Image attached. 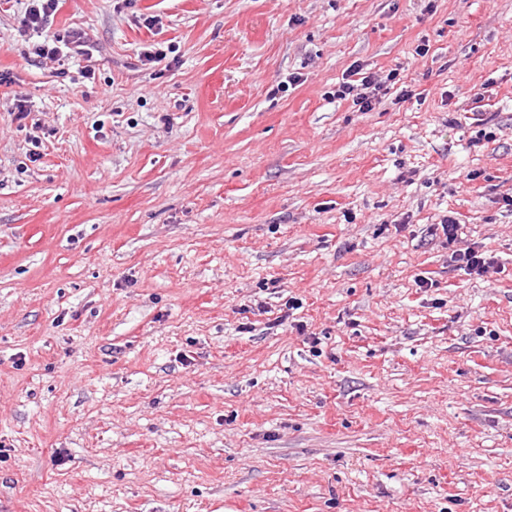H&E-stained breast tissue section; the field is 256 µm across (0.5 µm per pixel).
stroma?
Wrapping results in <instances>:
<instances>
[{"label":"stroma","instance_id":"1","mask_svg":"<svg viewBox=\"0 0 512 512\" xmlns=\"http://www.w3.org/2000/svg\"><path fill=\"white\" fill-rule=\"evenodd\" d=\"M27 5L0 512H512V0ZM76 26L90 78L32 53ZM355 67L396 74L368 112ZM451 211L497 271L454 266ZM28 7L22 21L26 29L37 30L46 26L54 18L59 8V0H28Z\"/></svg>","mask_w":512,"mask_h":512}]
</instances>
